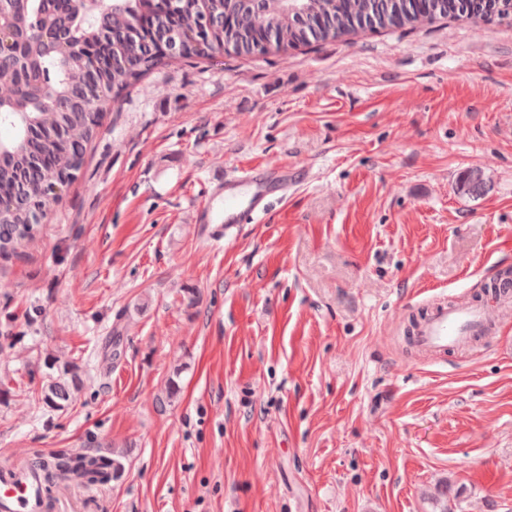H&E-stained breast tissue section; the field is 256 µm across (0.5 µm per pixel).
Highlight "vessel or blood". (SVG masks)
<instances>
[{
    "instance_id": "b4317fda",
    "label": "vessel or blood",
    "mask_w": 512,
    "mask_h": 512,
    "mask_svg": "<svg viewBox=\"0 0 512 512\" xmlns=\"http://www.w3.org/2000/svg\"><path fill=\"white\" fill-rule=\"evenodd\" d=\"M298 184L294 172L282 165L239 170L209 190L208 205L198 216L214 237H223L241 224L262 221L273 200L287 198ZM489 305L440 303L420 319L414 340L420 350L447 354L470 341L487 322ZM38 474L17 467L0 471V512H45Z\"/></svg>"
}]
</instances>
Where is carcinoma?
Instances as JSON below:
<instances>
[{"instance_id":"obj_1","label":"carcinoma","mask_w":512,"mask_h":512,"mask_svg":"<svg viewBox=\"0 0 512 512\" xmlns=\"http://www.w3.org/2000/svg\"><path fill=\"white\" fill-rule=\"evenodd\" d=\"M9 6L23 31L12 52L0 53V125L14 129L0 140V249L7 250L33 237L45 217L42 190L77 178L86 147L102 120L103 109L129 85L146 76L159 61L155 46L171 34L182 36L176 58L210 56L225 45L224 26L205 36L196 34L200 20L224 15V0H99L80 12L69 0H11ZM139 18L147 33L132 46L128 32ZM262 20L278 30L279 44L295 43L288 10L270 0ZM47 28L67 43L66 53L31 31ZM20 112L40 113L38 133L19 124ZM77 383L56 380L43 391L50 408L72 401ZM44 483L75 481L86 486L107 485L123 476L122 456L107 462L99 453L71 455L66 451L37 462Z\"/></svg>"}]
</instances>
